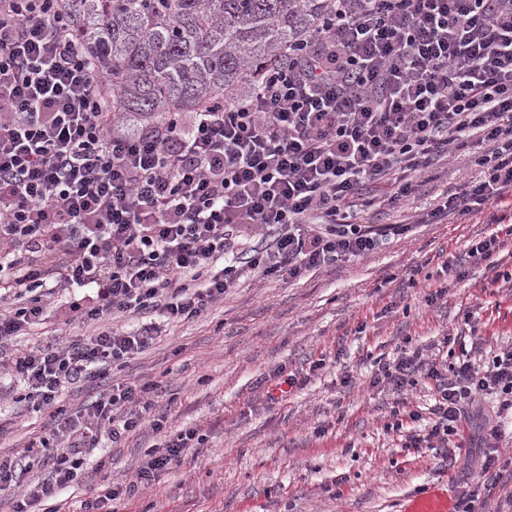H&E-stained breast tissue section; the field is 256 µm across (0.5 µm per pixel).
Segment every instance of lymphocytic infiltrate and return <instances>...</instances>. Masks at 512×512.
<instances>
[{"label":"lymphocytic infiltrate","mask_w":512,"mask_h":512,"mask_svg":"<svg viewBox=\"0 0 512 512\" xmlns=\"http://www.w3.org/2000/svg\"><path fill=\"white\" fill-rule=\"evenodd\" d=\"M333 3L243 100L146 122L113 111L109 78L72 38L62 0H0V347L50 321L89 329L0 355V379L54 420L24 447L53 449L51 477L28 485L13 512H41L101 436L117 444L148 427L163 439L134 480L105 487L84 512H113L203 447L198 429L151 416L154 384L113 383L82 413L61 396L150 350L163 326L201 317L239 282L295 281L370 255L382 239L358 214L407 205L450 152H467L480 175L418 222L486 212L505 232L449 253L423 300L435 305L469 267L498 269L512 238V0ZM254 237L260 246L244 249ZM72 288L84 289L80 303L61 301ZM147 313L157 323L127 328ZM450 341L401 349L378 362L372 383L433 391L428 415L408 412L425 426L407 430L404 445L475 475L457 508L477 512L512 466L492 453L512 415V343L481 362L461 350L446 366L440 346ZM476 420L489 450L479 459L466 435Z\"/></svg>","instance_id":"1"}]
</instances>
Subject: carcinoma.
<instances>
[{
  "instance_id": "carcinoma-1",
  "label": "carcinoma",
  "mask_w": 512,
  "mask_h": 512,
  "mask_svg": "<svg viewBox=\"0 0 512 512\" xmlns=\"http://www.w3.org/2000/svg\"><path fill=\"white\" fill-rule=\"evenodd\" d=\"M70 29L111 76L112 111L146 120L238 99L331 0H65Z\"/></svg>"
}]
</instances>
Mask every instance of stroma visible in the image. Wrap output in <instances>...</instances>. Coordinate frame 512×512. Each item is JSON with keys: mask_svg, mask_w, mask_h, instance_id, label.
Masks as SVG:
<instances>
[{"mask_svg": "<svg viewBox=\"0 0 512 512\" xmlns=\"http://www.w3.org/2000/svg\"><path fill=\"white\" fill-rule=\"evenodd\" d=\"M478 173L454 157L438 162L409 206L360 214L387 235L369 257L297 282L242 284L207 316L170 327L141 358L70 385L63 403L75 411L113 379L159 382L154 414L205 436L204 448L188 452L136 497L117 502L118 512H399L405 499L429 486L459 493L460 472L441 468L429 449H403L399 435L386 431L395 397L370 380L375 361L405 343L425 345L447 332L469 336L467 315L491 346L512 343V280L496 281L484 267H472L433 307L424 304L422 285L408 281L411 268L436 272L448 252L492 232L483 214L408 222ZM321 358L325 368L313 370ZM280 366L310 381L279 403H264L266 379ZM50 423L12 396L1 397L7 433L0 454L22 451L30 433ZM157 441L147 429L118 446L105 439L84 449L82 468L59 496L62 512H83L104 485L128 484Z\"/></svg>", "mask_w": 512, "mask_h": 512, "instance_id": "1", "label": "stroma"}]
</instances>
